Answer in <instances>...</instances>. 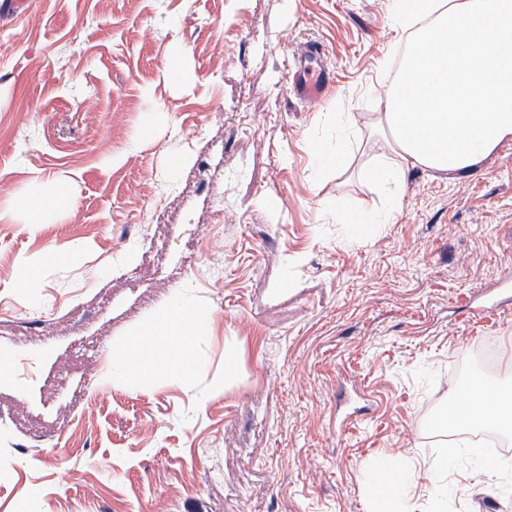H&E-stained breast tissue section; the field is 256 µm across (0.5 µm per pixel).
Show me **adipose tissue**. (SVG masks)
I'll list each match as a JSON object with an SVG mask.
<instances>
[{
  "mask_svg": "<svg viewBox=\"0 0 512 512\" xmlns=\"http://www.w3.org/2000/svg\"><path fill=\"white\" fill-rule=\"evenodd\" d=\"M393 15L408 34L409 51L385 98L377 124L387 153L370 178L399 185L406 169L468 174L476 163L512 140V0H422L419 26L406 4ZM210 315L189 296L135 338L133 361L121 376L164 368L183 376L192 364L189 345L209 331ZM456 427L512 431V399L475 381L458 401Z\"/></svg>",
  "mask_w": 512,
  "mask_h": 512,
  "instance_id": "obj_1",
  "label": "adipose tissue"
}]
</instances>
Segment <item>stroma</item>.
I'll return each mask as SVG.
<instances>
[{
    "instance_id": "obj_1",
    "label": "stroma",
    "mask_w": 512,
    "mask_h": 512,
    "mask_svg": "<svg viewBox=\"0 0 512 512\" xmlns=\"http://www.w3.org/2000/svg\"><path fill=\"white\" fill-rule=\"evenodd\" d=\"M393 27L392 0L0 16V512H368L381 458L409 512H512V435L478 454L446 423L464 355L493 345L476 375L512 384V309L474 313L512 275V140L367 179ZM306 42L335 73L314 105L289 92ZM62 191L47 224L14 204ZM183 293L211 316L189 376L115 378Z\"/></svg>"
}]
</instances>
